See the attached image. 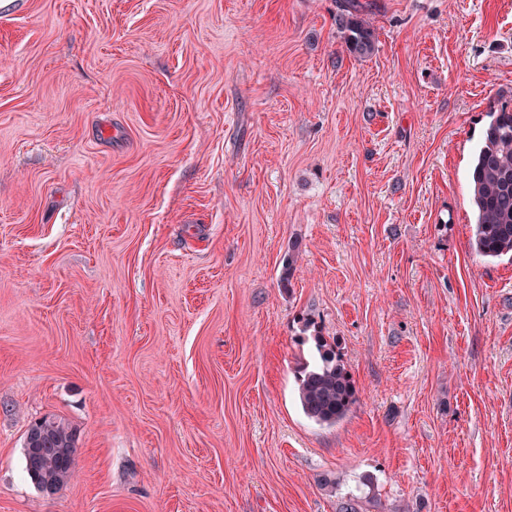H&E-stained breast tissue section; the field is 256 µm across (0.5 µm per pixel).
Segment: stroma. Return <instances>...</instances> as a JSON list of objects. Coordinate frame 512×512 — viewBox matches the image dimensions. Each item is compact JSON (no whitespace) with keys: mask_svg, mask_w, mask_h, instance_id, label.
<instances>
[{"mask_svg":"<svg viewBox=\"0 0 512 512\" xmlns=\"http://www.w3.org/2000/svg\"><path fill=\"white\" fill-rule=\"evenodd\" d=\"M360 2L367 57L338 0H0V512H512V258L468 182L512 0ZM360 8L349 0L342 2L336 16V26L351 53L369 56L376 49L375 32L368 18L362 17ZM314 340L320 353V363L298 371V396L305 415L319 425L333 426L350 413L358 401L352 376L342 358L333 348L327 349L319 331ZM37 438L34 448H37L38 466L35 471L27 462L26 447H24L25 470L34 483L35 477L38 488L55 491L61 488L72 475V465L69 457L75 451V432L51 418H43L35 422L28 430Z\"/></svg>","mask_w":512,"mask_h":512,"instance_id":"stroma-1","label":"stroma"}]
</instances>
